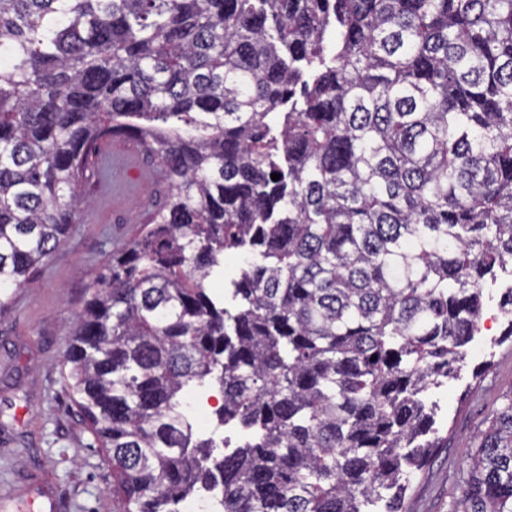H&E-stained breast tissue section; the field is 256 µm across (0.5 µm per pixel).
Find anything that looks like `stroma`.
<instances>
[{
	"instance_id": "1",
	"label": "stroma",
	"mask_w": 512,
	"mask_h": 512,
	"mask_svg": "<svg viewBox=\"0 0 512 512\" xmlns=\"http://www.w3.org/2000/svg\"><path fill=\"white\" fill-rule=\"evenodd\" d=\"M119 166L89 187L90 209L46 260L34 283L0 312V512H116L112 468L65 381L64 353L88 283L113 252L141 232L144 197L163 201L164 183L142 181L154 163L138 152L112 150ZM500 291L487 286L479 330L465 349L457 378L432 390L435 428L448 446L412 471L406 512H454L473 436L512 395V326L497 315Z\"/></svg>"
}]
</instances>
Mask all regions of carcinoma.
Masks as SVG:
<instances>
[{
  "instance_id": "1",
  "label": "carcinoma",
  "mask_w": 512,
  "mask_h": 512,
  "mask_svg": "<svg viewBox=\"0 0 512 512\" xmlns=\"http://www.w3.org/2000/svg\"><path fill=\"white\" fill-rule=\"evenodd\" d=\"M117 135L168 193L65 359L121 512H403L512 263V0H0V311ZM468 460L455 512H512V397ZM214 395L218 394L215 391H209L208 393L195 391L190 392L187 396V401L194 403V415L198 416L200 420L199 428L201 430H208L211 427L214 410L218 406V398L214 397Z\"/></svg>"
}]
</instances>
